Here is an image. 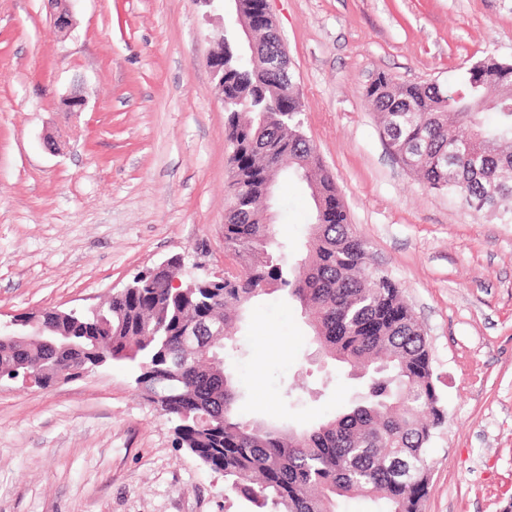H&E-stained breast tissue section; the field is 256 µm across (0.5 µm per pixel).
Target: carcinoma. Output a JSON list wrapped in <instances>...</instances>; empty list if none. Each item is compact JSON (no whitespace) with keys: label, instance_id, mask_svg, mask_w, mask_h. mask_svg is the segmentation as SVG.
Masks as SVG:
<instances>
[{"label":"carcinoma","instance_id":"obj_1","mask_svg":"<svg viewBox=\"0 0 512 512\" xmlns=\"http://www.w3.org/2000/svg\"><path fill=\"white\" fill-rule=\"evenodd\" d=\"M257 23L261 52L277 46L261 0H243ZM512 63L489 57L452 85L397 84L382 74L364 90L393 155L427 188L469 209L512 223ZM303 101L277 70L258 72L224 39L225 132L235 189L224 217V251L237 272L212 288H169L165 277H134L137 287L105 299L96 318L77 312L55 324L64 338L0 336V372L40 365L67 369L112 348L135 386L174 424L179 446L224 473L225 491L252 512H339L363 497L374 512H420L430 482L429 444L447 420L432 349L397 284L370 262L348 223L336 181L297 126ZM305 181L314 203L305 250L288 259L266 216L271 165ZM276 292L309 313L312 340L336 362L368 377L358 401L315 426L242 416L241 391L211 336H186L224 322V347L253 303Z\"/></svg>","mask_w":512,"mask_h":512}]
</instances>
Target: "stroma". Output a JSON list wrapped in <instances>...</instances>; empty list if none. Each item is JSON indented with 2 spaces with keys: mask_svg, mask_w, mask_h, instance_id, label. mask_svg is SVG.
Returning a JSON list of instances; mask_svg holds the SVG:
<instances>
[{
  "mask_svg": "<svg viewBox=\"0 0 512 512\" xmlns=\"http://www.w3.org/2000/svg\"><path fill=\"white\" fill-rule=\"evenodd\" d=\"M0 0V319L86 308L188 254L224 268L233 193L202 0ZM305 105L303 130L348 221L427 334L447 421L421 512L512 505V223L430 191L382 138L363 92L380 73L452 83L512 63V0H268ZM86 108L68 112L64 96ZM273 233L298 256L304 183L281 178ZM225 365L239 411L306 428L357 382L312 346L300 308L257 303ZM0 512H248L223 473L178 447L123 363L46 389L0 384Z\"/></svg>",
  "mask_w": 512,
  "mask_h": 512,
  "instance_id": "1",
  "label": "stroma"
}]
</instances>
